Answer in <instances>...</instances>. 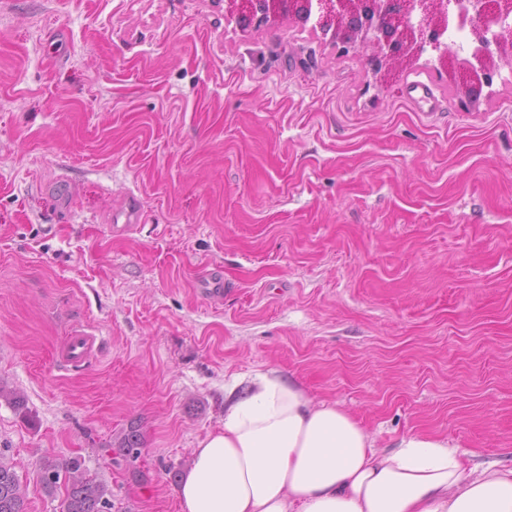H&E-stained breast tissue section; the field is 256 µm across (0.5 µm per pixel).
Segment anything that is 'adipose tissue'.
I'll list each match as a JSON object with an SVG mask.
<instances>
[{
    "mask_svg": "<svg viewBox=\"0 0 512 512\" xmlns=\"http://www.w3.org/2000/svg\"><path fill=\"white\" fill-rule=\"evenodd\" d=\"M178 497L182 512H512V466L469 463L424 431L380 448L270 368L225 404Z\"/></svg>",
    "mask_w": 512,
    "mask_h": 512,
    "instance_id": "obj_1",
    "label": "adipose tissue"
}]
</instances>
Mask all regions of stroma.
<instances>
[{
	"instance_id": "35a3bbf8",
	"label": "stroma",
	"mask_w": 512,
	"mask_h": 512,
	"mask_svg": "<svg viewBox=\"0 0 512 512\" xmlns=\"http://www.w3.org/2000/svg\"><path fill=\"white\" fill-rule=\"evenodd\" d=\"M77 330L98 348L63 365ZM269 368L380 447L512 464V68L467 112L427 58L381 83L224 0H0V455L26 512H62L37 469L75 456L111 512H181L227 388Z\"/></svg>"
}]
</instances>
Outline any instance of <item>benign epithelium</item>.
I'll list each match as a JSON object with an SVG mask.
<instances>
[{"label": "benign epithelium", "mask_w": 512, "mask_h": 512, "mask_svg": "<svg viewBox=\"0 0 512 512\" xmlns=\"http://www.w3.org/2000/svg\"><path fill=\"white\" fill-rule=\"evenodd\" d=\"M226 18L246 30L273 26L288 16L312 23L345 49L368 43V64L384 82L426 51L436 54L462 107L477 112L484 89L500 63L512 62V0H225ZM481 27L470 55L460 56L442 43L448 29L471 22Z\"/></svg>", "instance_id": "7a95c632"}]
</instances>
